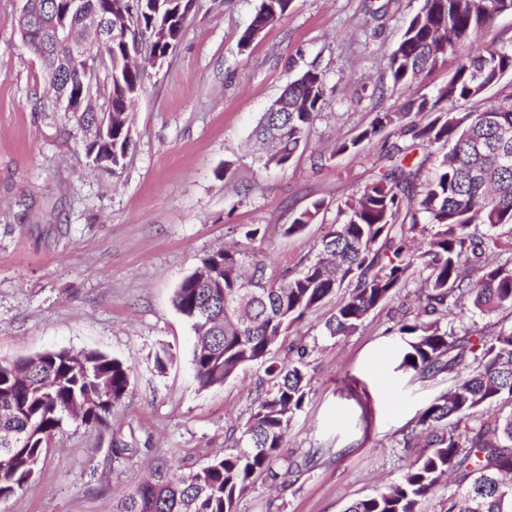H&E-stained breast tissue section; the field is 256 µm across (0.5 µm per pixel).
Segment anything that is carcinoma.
<instances>
[{
	"label": "carcinoma",
	"instance_id": "carcinoma-1",
	"mask_svg": "<svg viewBox=\"0 0 512 512\" xmlns=\"http://www.w3.org/2000/svg\"><path fill=\"white\" fill-rule=\"evenodd\" d=\"M133 28L126 38L107 34L96 51L125 54L124 40L136 37L164 56L181 40L188 19L183 0H110ZM67 0H23L18 28L40 59L48 80L77 86L86 61L67 60L65 48L50 40V21ZM292 0H261L240 38L251 45L256 27L283 16ZM512 13V0H421L388 58L392 91L401 95L423 73L452 55L457 61L448 83L436 94L407 100L405 112H380L369 126L336 152L358 150L391 127L402 144L387 151L390 165L364 189L337 206L336 222L320 239L319 257L276 278L267 264L246 250L205 255L201 266L221 268L220 278L194 272L175 293V307L194 332L193 366L203 388L221 385L249 365L264 368L268 387L255 405L236 448L188 472L160 459L150 479L118 499L113 512H237L241 498L261 476H275L284 463L290 419L305 405L310 388L298 359L278 358L277 344L288 330L317 310L336 291L343 299L326 319L332 336L357 331L369 312L409 287L418 271L426 304L413 318L398 321L402 344L395 369L422 378L455 375V383L417 417L425 452L399 481L348 505L345 512H422L429 495L441 493L440 512H512V411L484 420L482 410L512 403V326L491 335L457 334L442 322L467 301L482 315L512 311V257L485 261L489 253L512 252V94L482 109L487 89L512 73V42L474 48L495 16ZM144 73L124 67L105 78L96 96L112 107V139L97 153L124 166V122L143 91ZM324 75L300 72L280 93L286 112H266L257 140L270 150L264 167L284 166L299 151L322 109ZM427 120L409 119V111ZM426 157L407 161V150ZM432 167H427L428 161ZM325 207L315 201L281 225L290 237L315 223ZM246 280L252 295H236ZM231 313H225L226 302ZM133 366L98 351L57 350L34 358L0 360V499L33 479L31 463L70 411L80 422L104 425L129 390Z\"/></svg>",
	"mask_w": 512,
	"mask_h": 512
}]
</instances>
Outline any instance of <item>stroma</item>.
<instances>
[{"label": "stroma", "mask_w": 512, "mask_h": 512, "mask_svg": "<svg viewBox=\"0 0 512 512\" xmlns=\"http://www.w3.org/2000/svg\"><path fill=\"white\" fill-rule=\"evenodd\" d=\"M293 0L248 48L239 40L260 0H196L163 65L145 69L132 143L118 172L94 166L72 112H57L40 62L17 28L21 0H0V359L96 350L134 367L123 408L105 426L65 422L31 482L0 512H111L157 458L189 470L230 451L267 385L248 367L201 388L190 324L173 305L201 258L265 229L247 244L271 272L314 259L336 207L387 165L382 141L337 152L380 112L402 111L388 58L420 0ZM322 72L327 93L306 148L266 168L251 133L301 70ZM321 200L300 235L279 230ZM400 292L355 333L323 335L326 309L295 324L310 392L288 425L282 455L299 467L284 482L258 479L239 512H343L396 482L420 453L401 444L419 413L453 383L394 371ZM173 359L157 371L154 356ZM132 448L114 463L113 436Z\"/></svg>", "instance_id": "stroma-1"}]
</instances>
